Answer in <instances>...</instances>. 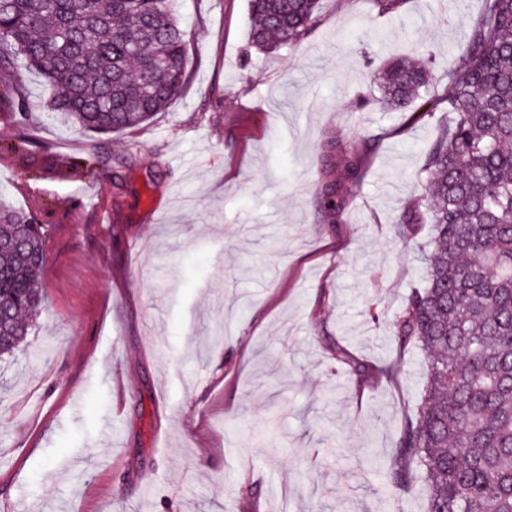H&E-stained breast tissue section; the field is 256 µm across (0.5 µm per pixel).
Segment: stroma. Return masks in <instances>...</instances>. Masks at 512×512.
<instances>
[{
  "label": "stroma",
  "mask_w": 512,
  "mask_h": 512,
  "mask_svg": "<svg viewBox=\"0 0 512 512\" xmlns=\"http://www.w3.org/2000/svg\"><path fill=\"white\" fill-rule=\"evenodd\" d=\"M480 9L321 0L314 33L262 52L248 0H177L188 83L109 136L23 74L31 121L0 111V201L36 209L49 262L29 342L0 364V512H425L419 467L389 481L424 371L390 318L430 232L406 244L395 221L448 115L364 97L389 56L455 51ZM30 137L42 149L15 150ZM334 138L363 180L331 222Z\"/></svg>",
  "instance_id": "obj_1"
}]
</instances>
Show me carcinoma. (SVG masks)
I'll use <instances>...</instances> for the list:
<instances>
[{
    "label": "carcinoma",
    "mask_w": 512,
    "mask_h": 512,
    "mask_svg": "<svg viewBox=\"0 0 512 512\" xmlns=\"http://www.w3.org/2000/svg\"><path fill=\"white\" fill-rule=\"evenodd\" d=\"M320 2L249 0L251 44L299 46ZM483 2L447 62L391 57L375 76L387 109L424 123L448 113L426 150L423 192L396 220L405 243L431 225L422 283L391 319L400 348L426 356L417 418L398 442L422 471L425 512H512V0ZM188 46L172 0H0V69L37 72L49 108L95 134L165 111L186 84ZM2 103L28 120L24 83L1 90ZM361 179L358 156L328 141L323 212L336 218ZM46 263L34 210L0 203V358L27 342Z\"/></svg>",
    "instance_id": "1"
}]
</instances>
